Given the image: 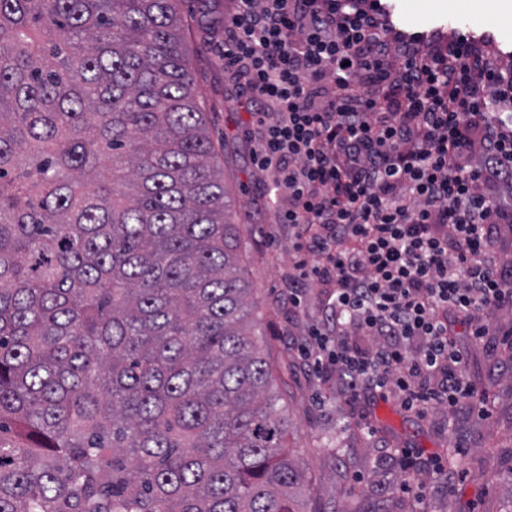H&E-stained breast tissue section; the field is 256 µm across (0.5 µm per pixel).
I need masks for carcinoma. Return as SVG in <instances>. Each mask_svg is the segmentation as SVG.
<instances>
[{
    "label": "carcinoma",
    "instance_id": "cac0c4a2",
    "mask_svg": "<svg viewBox=\"0 0 512 512\" xmlns=\"http://www.w3.org/2000/svg\"><path fill=\"white\" fill-rule=\"evenodd\" d=\"M181 0H0V512H298Z\"/></svg>",
    "mask_w": 512,
    "mask_h": 512
}]
</instances>
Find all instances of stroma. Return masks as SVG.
Instances as JSON below:
<instances>
[{"label": "stroma", "instance_id": "1", "mask_svg": "<svg viewBox=\"0 0 512 512\" xmlns=\"http://www.w3.org/2000/svg\"><path fill=\"white\" fill-rule=\"evenodd\" d=\"M394 24L409 33L468 37L491 36L504 61L512 62V11L492 9L489 0H382ZM199 0H183L181 15L190 30L185 43L193 60L194 94L206 112L216 148H228L224 182L233 212L246 226L245 277L259 307L255 323L265 334V352L282 378L288 445L306 476L298 489L305 512H512V349L497 351L471 343L466 330L457 339L468 351L467 375L489 400L486 414L469 410L449 418L447 409L425 416L405 411L394 399H364L348 404L334 385L308 376L292 345L309 317L288 315V289L295 253L287 227L273 222V210L260 194L261 175L250 165L245 136L247 116L224 88V63L214 52L223 33L194 26ZM375 429L367 435L359 422ZM390 448H415L423 456H446L464 444L463 471L454 487L427 481L424 502L400 493V474L390 472L372 447L373 439Z\"/></svg>", "mask_w": 512, "mask_h": 512}]
</instances>
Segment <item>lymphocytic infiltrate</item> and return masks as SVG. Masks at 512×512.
Here are the masks:
<instances>
[{
	"mask_svg": "<svg viewBox=\"0 0 512 512\" xmlns=\"http://www.w3.org/2000/svg\"><path fill=\"white\" fill-rule=\"evenodd\" d=\"M252 163L293 238L290 307L323 293L294 347L347 401L473 407L466 325L498 348L512 312V65L485 41L405 35L381 0H236L218 47Z\"/></svg>",
	"mask_w": 512,
	"mask_h": 512,
	"instance_id": "lymphocytic-infiltrate-1",
	"label": "lymphocytic infiltrate"
}]
</instances>
